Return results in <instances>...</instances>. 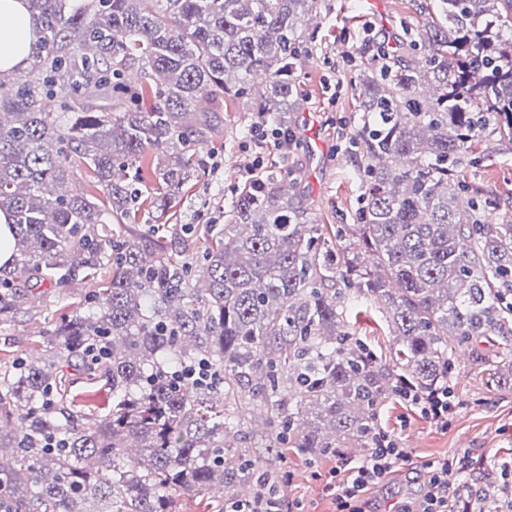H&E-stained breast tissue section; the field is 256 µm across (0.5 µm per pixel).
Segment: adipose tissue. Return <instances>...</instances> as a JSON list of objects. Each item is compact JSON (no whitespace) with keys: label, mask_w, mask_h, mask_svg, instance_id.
Returning <instances> with one entry per match:
<instances>
[{"label":"adipose tissue","mask_w":512,"mask_h":512,"mask_svg":"<svg viewBox=\"0 0 512 512\" xmlns=\"http://www.w3.org/2000/svg\"><path fill=\"white\" fill-rule=\"evenodd\" d=\"M38 27L26 0H0V71L21 70L34 60Z\"/></svg>","instance_id":"adipose-tissue-1"}]
</instances>
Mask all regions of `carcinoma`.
<instances>
[{"label": "carcinoma", "instance_id": "cac0c4a2", "mask_svg": "<svg viewBox=\"0 0 512 512\" xmlns=\"http://www.w3.org/2000/svg\"><path fill=\"white\" fill-rule=\"evenodd\" d=\"M27 4L39 59L0 72V209L16 246L0 314L34 280L100 287L44 353L0 371L13 459L0 512H174L176 494L277 488L230 440L255 402L277 449L321 456L367 447L395 386L445 385L461 347L498 348L489 380L512 377V213L492 218L498 203L461 178L485 136L512 141V0H429L388 67L361 59L354 223L330 234L290 173L258 176L201 250L175 253L157 222L207 169L200 99L240 103L251 129L287 127L318 0ZM81 170L105 201L66 190ZM142 218L147 230H123ZM345 231L362 250H335ZM352 291L394 336L383 358L349 342ZM75 373L110 395L91 423Z\"/></svg>", "mask_w": 512, "mask_h": 512}]
</instances>
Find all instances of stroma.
<instances>
[{"label":"stroma","mask_w":512,"mask_h":512,"mask_svg":"<svg viewBox=\"0 0 512 512\" xmlns=\"http://www.w3.org/2000/svg\"><path fill=\"white\" fill-rule=\"evenodd\" d=\"M415 13L414 0H319L314 56L298 71L304 89L294 114L300 147L285 155L269 144L257 146L242 135L243 113L218 112L221 132L213 138L211 167L195 186L211 198L213 216H223L233 186L255 171L267 174L291 167L297 171L298 189L309 213L324 224L351 223L362 189L357 178L360 159L347 147V135L359 117L350 78L362 54L372 53L385 36L400 35L401 20ZM481 148L485 153L481 180L501 201L512 200V142L488 141ZM88 290L85 283L65 290L45 284L39 298L21 301L10 314L0 315V366L16 357L39 356L59 315L70 312L76 298ZM347 322L352 341L375 349L392 341L373 307L348 304ZM449 388L457 410L445 426L430 422L398 397L383 406L380 423L406 448L408 460L368 492L365 512H411L425 491L426 465L464 450L476 461L464 482L485 491L500 483L499 464L512 459V382L488 383L472 356L459 355ZM250 417L244 445L256 465L293 474L280 493L283 507L288 512L296 507L304 512H336V470L356 465L357 456L276 454L273 438L263 426V408L252 406Z\"/></svg>","instance_id":"obj_1"}]
</instances>
